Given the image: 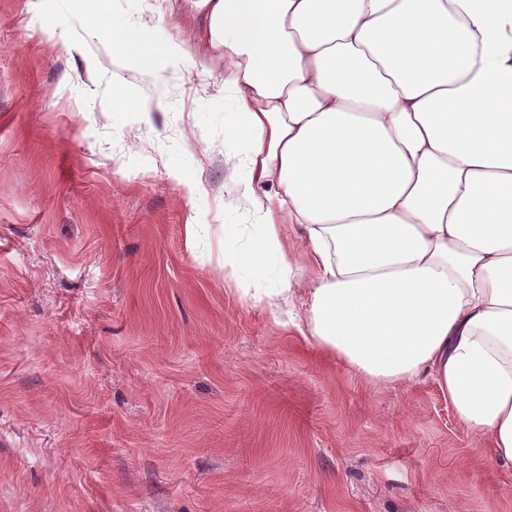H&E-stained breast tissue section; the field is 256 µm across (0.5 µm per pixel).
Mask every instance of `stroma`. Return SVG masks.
<instances>
[{
  "label": "stroma",
  "mask_w": 512,
  "mask_h": 512,
  "mask_svg": "<svg viewBox=\"0 0 512 512\" xmlns=\"http://www.w3.org/2000/svg\"><path fill=\"white\" fill-rule=\"evenodd\" d=\"M194 39L188 0H0V512H512L433 379L367 382L216 268L258 230Z\"/></svg>",
  "instance_id": "35a3bbf8"
}]
</instances>
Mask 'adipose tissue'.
<instances>
[{
    "label": "adipose tissue",
    "mask_w": 512,
    "mask_h": 512,
    "mask_svg": "<svg viewBox=\"0 0 512 512\" xmlns=\"http://www.w3.org/2000/svg\"><path fill=\"white\" fill-rule=\"evenodd\" d=\"M246 134L241 300L378 385L433 378L512 469V0H196ZM308 255L312 287L287 260ZM277 259V288L265 287Z\"/></svg>",
    "instance_id": "obj_1"
}]
</instances>
